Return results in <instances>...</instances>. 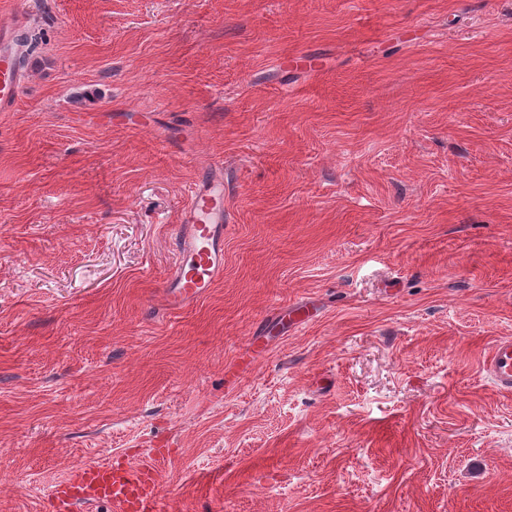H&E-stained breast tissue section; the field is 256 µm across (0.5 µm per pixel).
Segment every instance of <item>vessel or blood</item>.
Here are the masks:
<instances>
[{
  "label": "vessel or blood",
  "instance_id": "b4317fda",
  "mask_svg": "<svg viewBox=\"0 0 512 512\" xmlns=\"http://www.w3.org/2000/svg\"><path fill=\"white\" fill-rule=\"evenodd\" d=\"M17 49L8 31H0V110L11 108L21 76L15 66ZM211 173L193 188L175 238L178 258L165 283L170 307L202 298L224 272V164L216 161ZM484 372L498 389L512 391V339L496 342ZM54 512H78L84 505L109 504L118 512H159L158 470L155 466L121 467L109 463L77 467L56 485Z\"/></svg>",
  "mask_w": 512,
  "mask_h": 512
}]
</instances>
